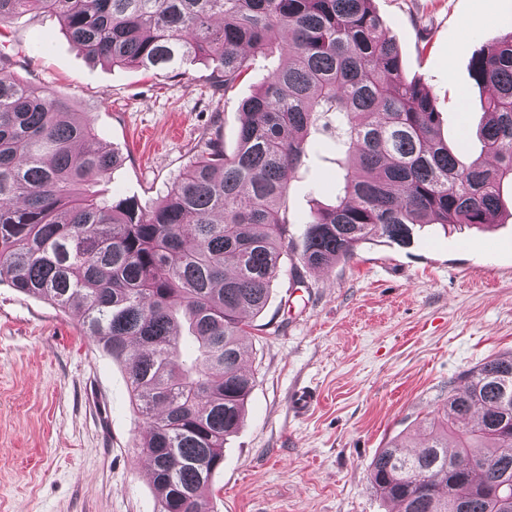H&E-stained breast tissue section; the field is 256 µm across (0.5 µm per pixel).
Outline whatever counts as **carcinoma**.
<instances>
[{
  "label": "carcinoma",
  "instance_id": "carcinoma-1",
  "mask_svg": "<svg viewBox=\"0 0 512 512\" xmlns=\"http://www.w3.org/2000/svg\"><path fill=\"white\" fill-rule=\"evenodd\" d=\"M372 0H0V29L26 12L58 17L95 62L172 72L213 65L224 95L252 61L277 66L241 104L235 150L220 137L148 209L98 200L84 186L122 157L90 148L92 124L48 89L17 78L0 52V276L66 312L125 369L145 423L157 512H210L213 475L254 379L246 316L266 307L288 233L285 198L330 134L335 203L305 221L302 260L328 268L374 238L410 243L422 224L496 223L512 186V32L472 54L485 90V155L468 160L439 135L427 88L403 73ZM448 385L415 453L380 449L370 481L398 512H512V356H490ZM456 438L448 449V436Z\"/></svg>",
  "mask_w": 512,
  "mask_h": 512
}]
</instances>
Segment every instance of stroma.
I'll return each instance as SVG.
<instances>
[{
  "label": "stroma",
  "instance_id": "35a3bbf8",
  "mask_svg": "<svg viewBox=\"0 0 512 512\" xmlns=\"http://www.w3.org/2000/svg\"><path fill=\"white\" fill-rule=\"evenodd\" d=\"M408 78L426 85L440 135L467 157L482 150V91L471 54L512 32V0H373ZM16 76L66 98L122 163L91 187L151 207L210 138L233 149L239 105L277 61L258 62L231 97L213 93L207 63L178 76L91 62L55 16L24 13L6 29ZM287 195L300 237L315 203L336 194L331 139ZM497 223L426 224L409 247L376 239L318 269L301 244L281 259L264 311L245 338L255 377L245 416L212 480L211 512H395L375 491L372 462L396 441L423 444L419 423L443 414L449 387L487 357L512 354V192ZM317 403L296 412L297 388ZM144 425L126 373L82 336L79 315L0 280V512H156Z\"/></svg>",
  "mask_w": 512,
  "mask_h": 512
}]
</instances>
